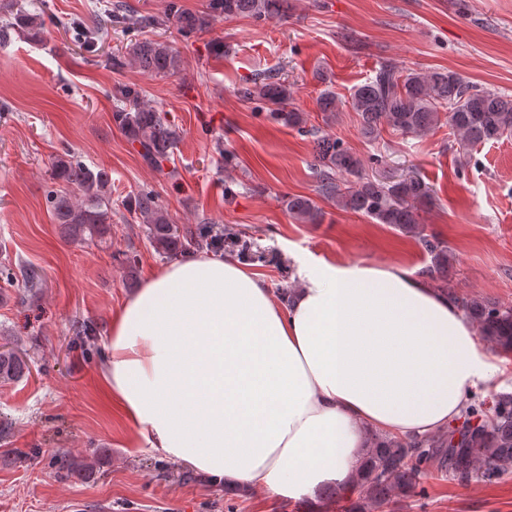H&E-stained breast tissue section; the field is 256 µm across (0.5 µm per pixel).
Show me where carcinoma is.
<instances>
[{
    "mask_svg": "<svg viewBox=\"0 0 512 512\" xmlns=\"http://www.w3.org/2000/svg\"><path fill=\"white\" fill-rule=\"evenodd\" d=\"M288 8L289 0H208L204 10L191 11L179 0H168L163 16L156 17L134 14L123 0H111L93 16L91 25L82 27L80 45L86 53L97 57L104 37L114 25L130 33L171 24L182 36L190 37L211 31L223 18L284 19ZM0 10L9 15L0 37L18 31L32 40L42 38L43 14L29 12L17 0L0 3ZM126 50L128 61L108 57L105 66L119 71L128 62L161 77L174 76L183 67L179 51L167 41L136 39ZM293 94L288 82L266 72L256 73L240 89L243 99L263 104L274 120L313 137L319 197L340 210L362 214L413 236L431 255L433 264L427 276L433 286L460 305L479 336L511 357L512 306L459 296L448 284V266L453 260L448 243L426 233L420 222V210L432 198L431 188L415 176L396 181L360 176V159L339 139L319 128H306L302 113L288 108ZM112 99L113 123L130 144L137 146L145 165L163 172V164L171 161L181 138L178 126L168 119L167 112L146 99L134 83L116 82ZM350 105L358 116L361 133L368 138L385 126L418 136L444 120L464 157L470 156L479 144L512 134V96L480 89L450 69L408 71L387 60L372 78L355 87ZM317 108L326 113V122L333 121L339 110L336 95L324 90L317 99ZM345 174L356 175L358 179L348 182L342 179ZM52 176L67 186L53 195L52 206L69 239L85 241L104 235L112 224L111 176L75 162L66 154L53 162ZM285 203L295 222L322 223L324 212L314 199L292 196ZM128 207L144 225L149 243L166 259L190 250L224 249L251 261H265V254L256 248L253 236L234 225L185 227L173 223L152 190L137 192L129 199ZM71 332L75 340L85 342L97 335V326L91 321L76 320ZM26 370V362L15 352H0V382L16 381L25 376ZM461 420L460 440L456 443L449 438L451 427L417 444L404 438L375 437V447L370 449L347 499L348 512H378L404 498L426 495L421 480L430 469L460 482L473 478L494 482L512 473V393H500L489 400L471 399Z\"/></svg>",
    "mask_w": 512,
    "mask_h": 512,
    "instance_id": "1",
    "label": "carcinoma"
}]
</instances>
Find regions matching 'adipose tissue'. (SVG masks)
Instances as JSON below:
<instances>
[{
  "mask_svg": "<svg viewBox=\"0 0 512 512\" xmlns=\"http://www.w3.org/2000/svg\"><path fill=\"white\" fill-rule=\"evenodd\" d=\"M100 371L139 442L232 490L348 494L373 435L457 422L505 370L424 275L302 258L274 297L249 262L186 254L112 319Z\"/></svg>",
  "mask_w": 512,
  "mask_h": 512,
  "instance_id": "1",
  "label": "adipose tissue"
}]
</instances>
